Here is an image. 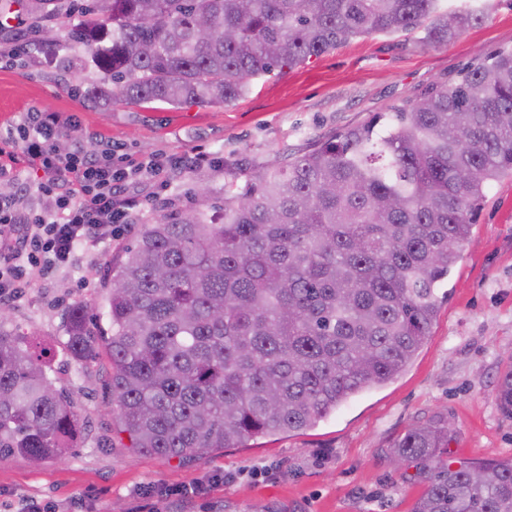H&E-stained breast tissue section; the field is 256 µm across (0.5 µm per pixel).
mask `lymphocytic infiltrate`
<instances>
[{
	"label": "lymphocytic infiltrate",
	"instance_id": "1",
	"mask_svg": "<svg viewBox=\"0 0 512 512\" xmlns=\"http://www.w3.org/2000/svg\"><path fill=\"white\" fill-rule=\"evenodd\" d=\"M64 126L56 113L32 111L0 131V178L15 179L25 164L38 190L56 197L53 210L36 212L17 196L0 195V306H12L29 287L27 268L72 265L78 249L111 241L118 225L131 221L136 169L108 154L60 151Z\"/></svg>",
	"mask_w": 512,
	"mask_h": 512
}]
</instances>
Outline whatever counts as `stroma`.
<instances>
[{
	"label": "stroma",
	"instance_id": "1",
	"mask_svg": "<svg viewBox=\"0 0 512 512\" xmlns=\"http://www.w3.org/2000/svg\"><path fill=\"white\" fill-rule=\"evenodd\" d=\"M478 25L445 44L422 31L370 34L293 69L255 78L233 104L119 101L88 106L80 91L99 75L82 49L60 44L54 57L22 54L0 65V126L22 113L56 112L76 119L69 146L114 147L130 160H178L135 188L131 224L112 242L80 251L75 262L46 274L29 271L10 327L55 351L50 376L72 397L85 430L63 459L33 465L0 459V512L38 500L43 512H411L423 485L413 469L389 465L386 452L418 423L446 420L455 435L448 457L486 463L512 458V419L499 411L494 389L512 363V175L486 192L471 240L461 252L423 345L392 382L367 390L315 427L217 448L206 461L182 462L137 452L112 412L109 365L62 353L67 311L92 304L106 327L104 284L122 249L143 224L224 198V165H265L305 151L316 139L415 99L474 58L512 46V0H489ZM0 50L30 38L31 19L19 0H0ZM209 154L216 164L192 165ZM209 186L207 200L197 195ZM200 486L198 494L180 491Z\"/></svg>",
	"mask_w": 512,
	"mask_h": 512
}]
</instances>
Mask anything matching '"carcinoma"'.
I'll use <instances>...</instances> for the list:
<instances>
[{"mask_svg": "<svg viewBox=\"0 0 512 512\" xmlns=\"http://www.w3.org/2000/svg\"><path fill=\"white\" fill-rule=\"evenodd\" d=\"M442 0H91L66 40L102 78L82 95L228 105L251 80L366 34L424 28L448 43L485 4ZM41 32L74 0H24ZM512 174V47L347 127L302 154L227 166L224 202L142 225L105 283L108 329L68 309L67 350L112 368L121 431L143 454L201 461L214 448L309 429L398 376L429 335L437 290L487 189ZM52 349L0 327V458L44 463L82 432L47 372ZM495 401L512 418V367ZM453 429L414 426L389 456L424 490L412 512H512V459L443 458Z\"/></svg>", "mask_w": 512, "mask_h": 512, "instance_id": "obj_1", "label": "carcinoma"}]
</instances>
